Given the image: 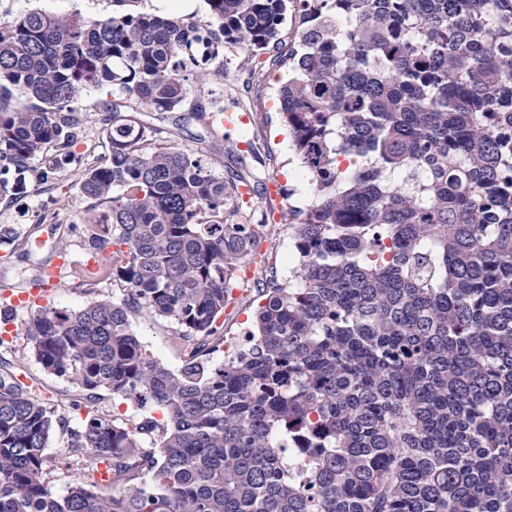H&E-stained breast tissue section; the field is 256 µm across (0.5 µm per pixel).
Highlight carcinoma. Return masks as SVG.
Here are the masks:
<instances>
[{
    "instance_id": "obj_1",
    "label": "carcinoma",
    "mask_w": 512,
    "mask_h": 512,
    "mask_svg": "<svg viewBox=\"0 0 512 512\" xmlns=\"http://www.w3.org/2000/svg\"><path fill=\"white\" fill-rule=\"evenodd\" d=\"M142 2L0 22L13 194L31 172L50 188L82 125L71 103L112 86L92 104L108 157L80 181L85 248L103 260L70 273L125 292L19 325L85 416L0 356V512H512V0H205L203 23ZM289 12L302 23L285 42ZM230 48L290 65L281 117L312 200L288 210V280L259 263L255 329L215 363L267 234L241 192L259 193L246 157L264 160L226 135L236 168L217 175L142 115L182 111L186 82L224 78ZM132 315L178 326L181 368L147 352ZM102 392L144 414L115 423Z\"/></svg>"
}]
</instances>
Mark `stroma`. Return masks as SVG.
<instances>
[{"label": "stroma", "instance_id": "35a3bbf8", "mask_svg": "<svg viewBox=\"0 0 512 512\" xmlns=\"http://www.w3.org/2000/svg\"><path fill=\"white\" fill-rule=\"evenodd\" d=\"M31 9L90 19L111 15V0H0V18H9ZM288 78L286 69L268 62L265 56H251L244 51L225 52L223 81L210 82L200 88L188 81V102L212 99L213 109L225 108L234 112L250 113L253 121L232 129L231 136L241 142H252L267 162L259 167L263 181L272 184L273 191L255 197L251 210L256 220L269 224L270 232L259 246L262 257L275 264L280 278H287L292 263L290 231L285 214L289 207H306L311 199L307 178L301 168L292 141L279 118L278 90ZM112 98L111 88L91 90L81 99L85 110L81 136L73 148V158L57 167L53 173V187L43 190L29 187L27 193L0 200V224H17L27 235V247L33 257L41 259L59 254L63 260L60 275L50 285L46 305L77 310L87 303L110 298L121 300V285L104 283L94 291H86L70 275L69 263L82 258L84 239L77 226L87 206L79 193V181L84 169L102 159L107 152L102 137L103 114L94 109V101ZM147 119L163 131L169 144L210 159L214 149L220 148L219 136L211 135L198 122L176 124L175 114L150 113ZM235 302L224 314V337L227 345L241 341L251 328L257 292L252 279H238L233 291ZM131 327L146 350L165 367L179 369L184 358L177 344V327L164 320L132 316ZM11 357L21 369V379L33 382L41 396L55 404L59 412L72 415V403L78 397L75 386L68 381L44 372L29 351L23 338L14 341Z\"/></svg>", "mask_w": 512, "mask_h": 512}]
</instances>
